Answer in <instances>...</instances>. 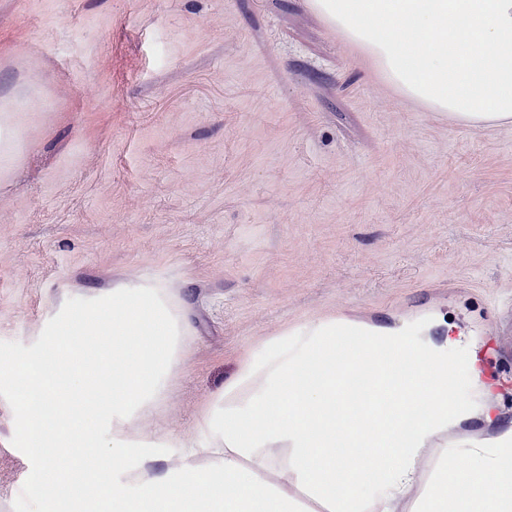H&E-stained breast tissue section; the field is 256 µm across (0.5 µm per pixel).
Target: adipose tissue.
I'll return each instance as SVG.
<instances>
[{
  "label": "adipose tissue",
  "mask_w": 512,
  "mask_h": 512,
  "mask_svg": "<svg viewBox=\"0 0 512 512\" xmlns=\"http://www.w3.org/2000/svg\"><path fill=\"white\" fill-rule=\"evenodd\" d=\"M371 57L405 98L473 129L512 125V0H309ZM71 311L69 337L53 334L38 357L0 361L15 384L18 434L39 465L34 494L53 488L45 512H512V446L463 448L461 469L428 443L456 424L499 423L496 380L456 341L409 343L389 327L365 336L316 321L297 344L279 336L224 388L205 420L207 468L175 472L135 450L129 478L89 429L128 424L179 360L188 324L160 289L126 284ZM54 361L36 374V361ZM467 365L474 399L459 403L455 370ZM76 460L57 464L52 451Z\"/></svg>",
  "instance_id": "ef3b65f1"
}]
</instances>
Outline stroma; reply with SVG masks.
<instances>
[{
	"label": "stroma",
	"instance_id": "obj_1",
	"mask_svg": "<svg viewBox=\"0 0 512 512\" xmlns=\"http://www.w3.org/2000/svg\"><path fill=\"white\" fill-rule=\"evenodd\" d=\"M0 125V359L129 283L192 325L105 447L181 467L265 341L339 315L479 350L512 426V125L405 100L308 0H0ZM19 418L0 385V512H42Z\"/></svg>",
	"mask_w": 512,
	"mask_h": 512
}]
</instances>
